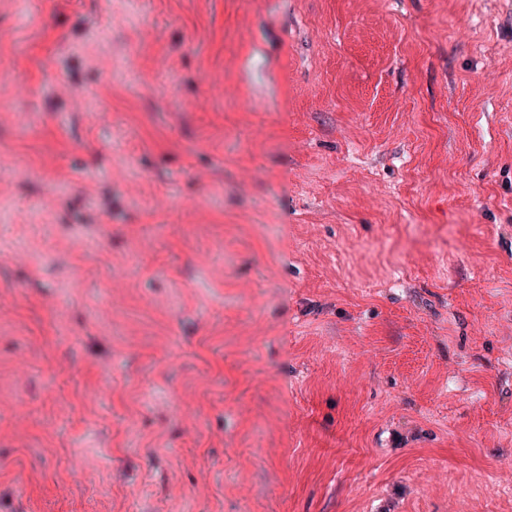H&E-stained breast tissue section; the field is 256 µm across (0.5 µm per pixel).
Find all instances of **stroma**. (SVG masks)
I'll use <instances>...</instances> for the list:
<instances>
[{
    "label": "stroma",
    "instance_id": "1",
    "mask_svg": "<svg viewBox=\"0 0 512 512\" xmlns=\"http://www.w3.org/2000/svg\"><path fill=\"white\" fill-rule=\"evenodd\" d=\"M0 77V512H512V0H0Z\"/></svg>",
    "mask_w": 512,
    "mask_h": 512
}]
</instances>
